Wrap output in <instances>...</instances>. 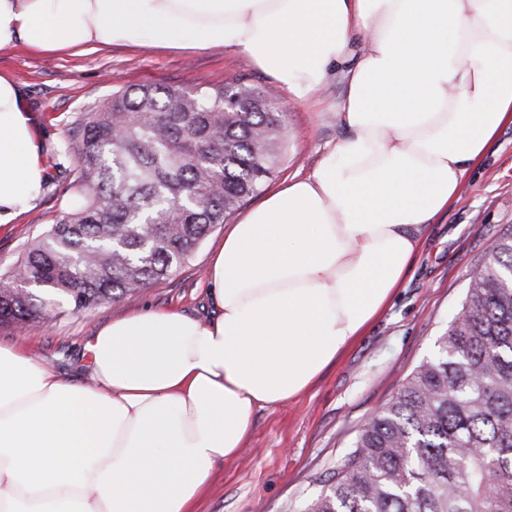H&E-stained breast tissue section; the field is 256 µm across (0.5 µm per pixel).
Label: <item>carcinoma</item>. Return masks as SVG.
I'll use <instances>...</instances> for the list:
<instances>
[{
  "label": "carcinoma",
  "instance_id": "carcinoma-1",
  "mask_svg": "<svg viewBox=\"0 0 512 512\" xmlns=\"http://www.w3.org/2000/svg\"><path fill=\"white\" fill-rule=\"evenodd\" d=\"M286 115L242 79L118 90L72 128L80 189L0 284L39 322L175 275L275 172ZM301 512H512V235L397 395Z\"/></svg>",
  "mask_w": 512,
  "mask_h": 512
}]
</instances>
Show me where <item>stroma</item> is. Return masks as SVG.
I'll return each mask as SVG.
<instances>
[{
	"mask_svg": "<svg viewBox=\"0 0 512 512\" xmlns=\"http://www.w3.org/2000/svg\"><path fill=\"white\" fill-rule=\"evenodd\" d=\"M0 72L24 84L28 102L40 117L46 159L66 168L47 184L34 208L0 229V274L10 271L27 244L71 205L78 173L74 161L61 158L59 151L74 121L113 91L143 84L207 85L239 77L260 91L274 86L268 75L228 47L190 55L125 47L48 55L20 46L0 53ZM279 100L287 112L283 153L275 173L259 189L263 195L293 176L307 175L324 147L348 133L326 108L314 112L292 104L284 93ZM256 203V198L247 199L173 277L46 325H0V346L26 348L80 383L88 372L89 337L113 318L146 309H177L209 319L215 310L207 280L211 257L230 225L240 223ZM511 232L510 122L468 171L448 209L429 225L415 267L390 304L305 393L255 412L243 450L234 460L214 466L195 512H300L350 451L366 419L432 353L436 338L460 311L489 244Z\"/></svg>",
	"mask_w": 512,
	"mask_h": 512,
	"instance_id": "1",
	"label": "stroma"
}]
</instances>
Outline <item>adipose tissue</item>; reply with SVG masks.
<instances>
[{
  "instance_id": "obj_1",
  "label": "adipose tissue",
  "mask_w": 512,
  "mask_h": 512,
  "mask_svg": "<svg viewBox=\"0 0 512 512\" xmlns=\"http://www.w3.org/2000/svg\"><path fill=\"white\" fill-rule=\"evenodd\" d=\"M229 46L346 136L225 234L218 313L113 319L93 383L0 347V512H191L257 410L303 393L381 312L427 225L512 120V0H0V52ZM22 83L0 74V224L46 182Z\"/></svg>"
}]
</instances>
